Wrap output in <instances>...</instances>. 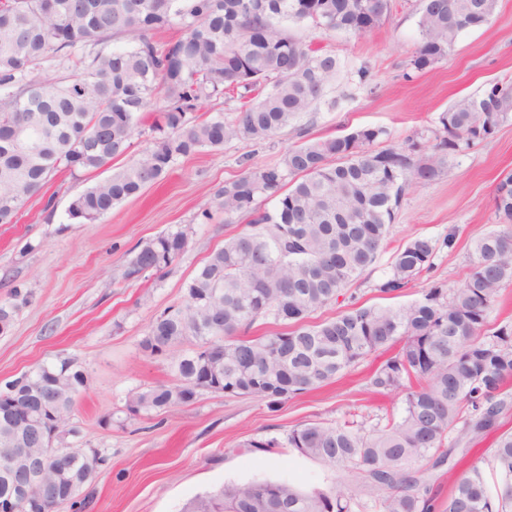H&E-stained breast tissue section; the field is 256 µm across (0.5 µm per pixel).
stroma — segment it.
<instances>
[{
	"label": "stroma",
	"mask_w": 512,
	"mask_h": 512,
	"mask_svg": "<svg viewBox=\"0 0 512 512\" xmlns=\"http://www.w3.org/2000/svg\"><path fill=\"white\" fill-rule=\"evenodd\" d=\"M419 17L420 0H392L388 21L365 35L289 26L290 34L339 62L332 92L337 106L318 104L299 121L309 137L370 126L385 131L380 147H401L413 137L428 154L441 112L462 96L512 79V0H499L492 23L463 32L434 68L412 73L407 64L419 40ZM299 142L288 128L271 141L203 149L179 159L163 180L93 224L70 220L68 206L110 171L122 169L126 158L77 178L60 173L27 203L17 223L0 224V301L16 288L31 295L10 331L0 335V382L60 353L76 358L88 375L70 418L75 433L64 443L97 451L103 463L79 493L85 507L64 503L56 512H182L198 494L254 480L324 491L340 483L369 500L356 473L300 455L287 437L303 424L333 423L350 413L369 431L383 426L386 414H401L403 395L376 396L367 388L379 356L289 398L275 412L256 397L208 391L190 404L150 415L133 417L127 410L131 392L175 381L171 354L152 356L140 347L150 323L183 300L186 282L246 226L242 219L225 223L220 212L205 220L203 210L225 181L276 164ZM510 172L512 120L486 142L449 155L438 180L408 192L375 264L336 303L315 312L313 321L353 304H382L375 286L389 273L397 250L417 234L440 240L452 231L456 246L440 249L432 268L400 291L396 303L418 299L434 282L459 288L474 259L473 239L498 227L493 195ZM179 227L187 230L188 242L171 266L126 279L140 247ZM253 439H273L278 446L257 450L249 445Z\"/></svg>",
	"instance_id": "stroma-1"
}]
</instances>
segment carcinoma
Segmentation results:
<instances>
[{"mask_svg": "<svg viewBox=\"0 0 512 512\" xmlns=\"http://www.w3.org/2000/svg\"><path fill=\"white\" fill-rule=\"evenodd\" d=\"M0 0V224H12L52 174L111 167L127 155L135 134L152 141L120 171L76 196L68 214L93 223L160 181L178 159L224 142L268 140L294 125L327 95L337 61L288 34L279 22L325 32L369 33L388 19L391 0ZM498 0H421L420 41L408 66L421 72L448 56L459 35L481 28ZM175 36L161 40L158 32ZM119 39L123 46L113 47ZM70 74L53 82L36 71L49 55ZM236 95L231 120L217 112L192 122L204 103ZM148 129H142L146 117ZM512 119V84L495 83L439 116L436 152L418 143L376 148L385 130L361 127L327 139L307 138L280 163L224 183L215 209L245 230L224 240L187 282L184 302L165 310L140 342L151 355L189 345L172 360L177 382L131 393L128 410L149 415L193 402L190 389L210 346H224L215 392L253 396L275 412L289 398L334 380L372 353L391 351L368 379L369 390L405 394L403 413L364 432L355 420L307 423L288 433L301 455L354 471L373 491L370 501L338 485L329 491L257 481L220 488L185 512H512V429H502L503 394L512 383V325L486 333L488 311L512 285V174L493 197L510 222L476 237L464 284L434 283L397 306H359L320 323L317 310L337 301L371 267L407 188L437 180L448 155L491 138ZM275 199L272 209L259 198ZM438 241L418 234L395 254L390 275L376 285L393 296L428 271ZM188 242L178 228L157 236L130 259L126 278L170 266ZM31 295L0 302V318L15 317ZM288 331L247 337L258 320ZM59 375L48 387V410L68 425L88 375L60 354L34 367ZM463 420L461 434L448 433ZM491 439L487 480L476 465L448 497L432 493L429 476L453 470L462 443ZM424 461L426 468L416 467ZM98 453L72 449V468L49 471L37 494L73 500L91 482Z\"/></svg>", "mask_w": 512, "mask_h": 512, "instance_id": "obj_1", "label": "carcinoma"}]
</instances>
